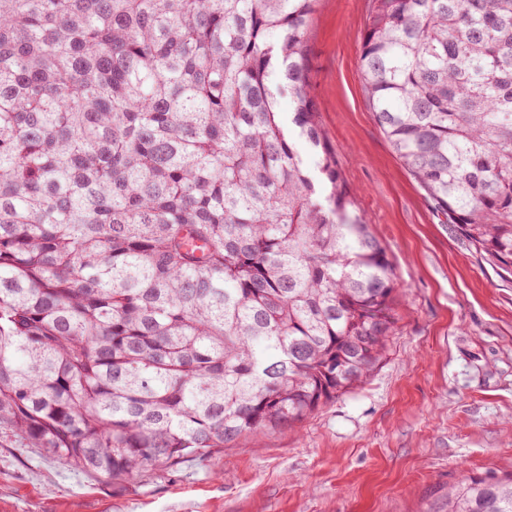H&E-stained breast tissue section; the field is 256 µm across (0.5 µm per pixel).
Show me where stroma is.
<instances>
[{"label": "stroma", "mask_w": 512, "mask_h": 512, "mask_svg": "<svg viewBox=\"0 0 512 512\" xmlns=\"http://www.w3.org/2000/svg\"><path fill=\"white\" fill-rule=\"evenodd\" d=\"M371 0H317L310 93L343 179L400 284L362 384L293 427L116 490L34 448L0 447V512H433L450 485L512 472V275L428 204L362 89Z\"/></svg>", "instance_id": "obj_1"}]
</instances>
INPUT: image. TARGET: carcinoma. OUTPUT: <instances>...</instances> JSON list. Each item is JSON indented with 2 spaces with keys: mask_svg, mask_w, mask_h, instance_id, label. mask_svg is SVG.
<instances>
[{
  "mask_svg": "<svg viewBox=\"0 0 512 512\" xmlns=\"http://www.w3.org/2000/svg\"><path fill=\"white\" fill-rule=\"evenodd\" d=\"M372 2L377 125L512 272V0ZM315 4L0 0L1 448L120 489L301 422L381 363L397 283L313 105ZM438 510L512 512V475Z\"/></svg>",
  "mask_w": 512,
  "mask_h": 512,
  "instance_id": "carcinoma-1",
  "label": "carcinoma"
}]
</instances>
